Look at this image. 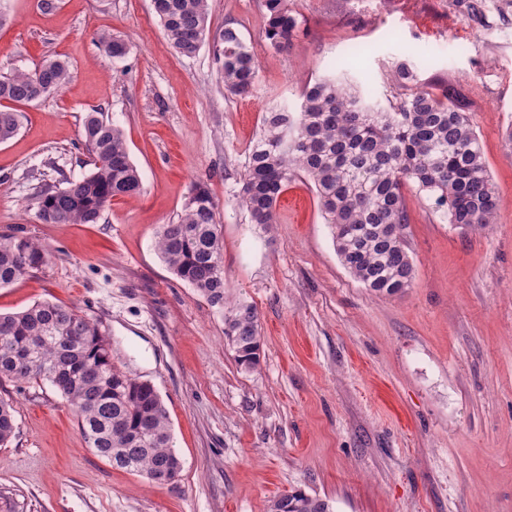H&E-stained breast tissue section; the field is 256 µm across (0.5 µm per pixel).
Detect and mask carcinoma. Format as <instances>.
I'll return each instance as SVG.
<instances>
[{
  "mask_svg": "<svg viewBox=\"0 0 512 512\" xmlns=\"http://www.w3.org/2000/svg\"><path fill=\"white\" fill-rule=\"evenodd\" d=\"M172 47L195 56L209 36L208 0H152ZM265 36L277 50L288 47L297 18L288 0H264ZM98 42L114 57L124 41L108 32ZM214 53L224 89L249 93L258 67L253 52L232 28L224 29ZM397 82L409 90L391 110L376 109L352 87L319 79L302 90L299 111L286 104L265 113L262 130L248 149L238 202L250 223L268 230L277 223L276 204L288 182L304 174L314 184L342 264L371 291L396 295L412 284L414 267L405 246L409 224L404 190L416 187L435 198L448 222L482 230L492 223L497 196L479 138L450 89L434 92L401 62ZM70 78L67 62L49 60L32 71L0 76V143L20 131L18 105L38 103ZM91 167L63 179L36 197L42 224H95L112 198L141 188L121 129L102 113H87L81 130ZM169 271L224 313V336L238 365L256 369L262 336L254 305L230 303L224 287V246L209 187L193 186L178 220L161 225L156 237ZM52 252L38 240L0 235V288L39 271ZM46 381L77 414L81 435L113 467L145 475L157 484L178 475L181 461L164 402L147 381L112 366L110 343L99 323L76 307L38 302L0 313V379ZM16 433L13 403L0 400V446ZM272 512H329L328 503L302 491L273 502Z\"/></svg>",
  "mask_w": 512,
  "mask_h": 512,
  "instance_id": "cac0c4a2",
  "label": "carcinoma"
}]
</instances>
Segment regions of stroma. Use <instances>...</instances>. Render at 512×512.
Returning a JSON list of instances; mask_svg holds the SVG:
<instances>
[{
	"label": "stroma",
	"mask_w": 512,
	"mask_h": 512,
	"mask_svg": "<svg viewBox=\"0 0 512 512\" xmlns=\"http://www.w3.org/2000/svg\"><path fill=\"white\" fill-rule=\"evenodd\" d=\"M288 50L265 37L263 0H209V27L238 30L258 79L225 92L212 43L169 44L152 0H0V75L68 62L60 92L23 107L0 143V234L50 246L43 270L0 288V311L37 302L101 323L112 364L151 382L182 462L171 482L112 467L87 448L48 383L0 381L18 429L0 446V512H271L301 490L331 512H512V0H288ZM127 44L116 58L98 43ZM454 88L479 137L499 206L482 231L448 224L404 192L414 279L379 295L341 264L313 184L297 176L272 230L238 206L247 149L272 106L338 77L372 106L406 94L398 63ZM120 127L141 190L95 224L36 221L39 186L88 170L85 115ZM206 183L224 236L228 295L253 304L261 363L245 371L224 318L162 262L156 233Z\"/></svg>",
	"instance_id": "obj_1"
}]
</instances>
